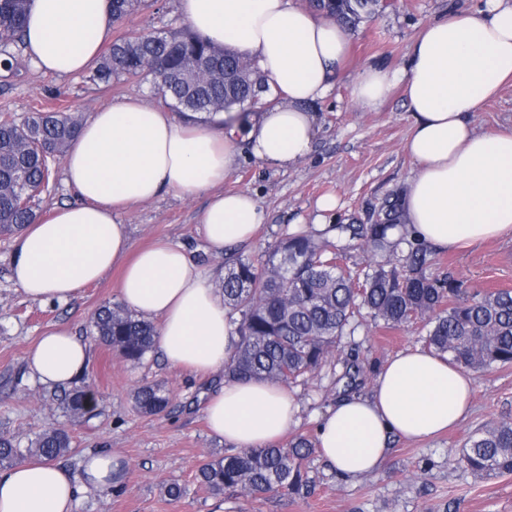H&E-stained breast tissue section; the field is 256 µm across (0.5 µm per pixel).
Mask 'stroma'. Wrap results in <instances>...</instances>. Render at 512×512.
<instances>
[{"label": "stroma", "mask_w": 512, "mask_h": 512, "mask_svg": "<svg viewBox=\"0 0 512 512\" xmlns=\"http://www.w3.org/2000/svg\"><path fill=\"white\" fill-rule=\"evenodd\" d=\"M482 3L390 0L389 7L351 31L342 76L331 95L313 107L317 130L311 155L289 169L269 168L244 155L224 183L225 190L252 193L265 213L253 244L242 249V256L258 257L277 237L316 229L321 222L349 223L380 205L388 193L407 189L417 165L404 150L411 123L403 87L394 88L378 110L365 111L352 100L351 82L369 66L403 67L425 23L474 11ZM183 26L178 0H142L112 35L168 32ZM130 95L151 104L157 101L147 80L95 84L86 73L46 74L24 59L16 74H0V114L19 123L37 109L66 108L86 119L101 106ZM474 121L483 133L511 129L512 83L485 102ZM326 195L336 196L339 206L322 215L317 202ZM205 202L202 195L165 193L130 208L121 221L129 228L133 249L161 239L180 243L215 278L222 272L221 261L206 251L198 222ZM11 258L12 238L0 234V433L24 449L42 431L64 427L72 450L61 463L69 471L79 473L84 454L100 448L111 449L126 470L119 489L84 490L75 512H512V475L476 477L454 461L467 437L483 425L512 421V366L476 379L470 412L456 429L422 442L392 441L380 470L347 481L315 452L306 463L312 480L309 494H267L247 502L211 493L196 481L198 468L224 453L225 444L210 435L204 413L210 390L222 381L220 373L199 375L170 367L156 351L134 366L112 348L94 343L85 380L97 391L99 407L87 420L71 422L62 403L63 388L33 380L26 353L51 326L85 336L95 310L119 302L120 273H108L69 302H45L28 298L13 284ZM429 272L463 280L470 293L512 289V239L438 252ZM425 334L419 323L389 329L364 321L355 335L359 358L368 368L359 394L369 393L383 363L404 350L423 347ZM337 378V372L328 368L308 385L293 387L300 412L292 435H314L318 418L342 397ZM148 383L164 384L171 393L170 406L160 414H145L135 406V390ZM173 482L187 490L177 501L164 493Z\"/></svg>", "instance_id": "1"}]
</instances>
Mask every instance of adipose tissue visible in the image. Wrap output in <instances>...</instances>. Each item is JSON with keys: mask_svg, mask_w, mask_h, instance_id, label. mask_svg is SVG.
<instances>
[{"mask_svg": "<svg viewBox=\"0 0 512 512\" xmlns=\"http://www.w3.org/2000/svg\"><path fill=\"white\" fill-rule=\"evenodd\" d=\"M198 34L254 59L278 104L237 121L234 113L192 121L128 96L83 123L64 158L76 202L35 218L12 240L11 279L27 297L66 302L122 266L123 303L158 322L167 364L209 373L232 352V326L210 277L186 249L159 241L133 250L122 212L165 192L204 193L206 249L222 256L251 245L264 220L248 191H223L242 150L281 168L312 150L310 105L327 98L350 46L345 29L298 0H179ZM108 0H30L24 51L39 71L56 75L94 65L112 37ZM512 80V0H485L476 11L426 23L401 71L365 68L353 100L375 110L404 82L412 131L404 149L418 168L403 207L413 236L440 249L512 237V130L478 132L474 114ZM39 383L64 387L89 362L87 342L51 327L28 350ZM473 376L450 359L417 348L390 359L372 390L337 403L319 419L323 459L347 479L379 470L389 441L423 440L459 424L470 407ZM291 390L260 379L224 383L205 406L211 432L236 448L283 436L298 419ZM124 466L111 452L88 453L79 474L26 459L0 469V512H74L88 487L119 486Z\"/></svg>", "mask_w": 512, "mask_h": 512, "instance_id": "1", "label": "adipose tissue"}]
</instances>
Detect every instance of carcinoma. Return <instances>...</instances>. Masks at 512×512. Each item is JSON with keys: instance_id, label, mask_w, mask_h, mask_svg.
<instances>
[{"instance_id": "1", "label": "carcinoma", "mask_w": 512, "mask_h": 512, "mask_svg": "<svg viewBox=\"0 0 512 512\" xmlns=\"http://www.w3.org/2000/svg\"><path fill=\"white\" fill-rule=\"evenodd\" d=\"M320 13L345 27H356L382 7L380 0H308ZM29 0H0V55L10 71L23 44ZM138 0H112L120 23ZM207 63L189 71L192 60ZM151 78L156 94L181 116L207 120L234 109L247 115L268 107L259 97L264 75L254 65L240 67L239 54L217 47L197 33H130L117 38L91 70L89 79L108 84L114 78ZM81 120L65 111H37L21 124L0 119V232L30 223L34 198L49 184L50 160L64 156ZM403 192L389 194L372 210L366 224H336V242L323 234L297 233L270 245L256 259L224 256V277L215 288L232 316L235 347L224 361V379H266L286 385L307 383L327 365L340 363L343 394L363 383L366 371L358 355L342 354V341L353 336L359 318L368 316L389 328L420 320L428 327L430 351L480 376L512 365V289L476 291L458 300L463 282L448 274L433 277L430 245L411 238L405 225ZM399 230L397 238L389 233ZM358 247L369 253L363 273L343 266L342 253ZM154 325L123 304L105 303L94 314L90 337L112 347L126 361L141 362L154 347ZM137 408L157 414L170 402L161 384L144 385L134 394ZM70 418L80 420L98 407L88 388L65 395ZM65 428L40 433L27 452L55 460L71 451ZM312 439L299 436L284 448H229L204 463L198 483L215 493L232 491L246 499L264 494L301 495L310 491L305 462ZM22 452L0 434V466ZM455 463L476 476L512 474V421H491L469 435Z\"/></svg>"}]
</instances>
